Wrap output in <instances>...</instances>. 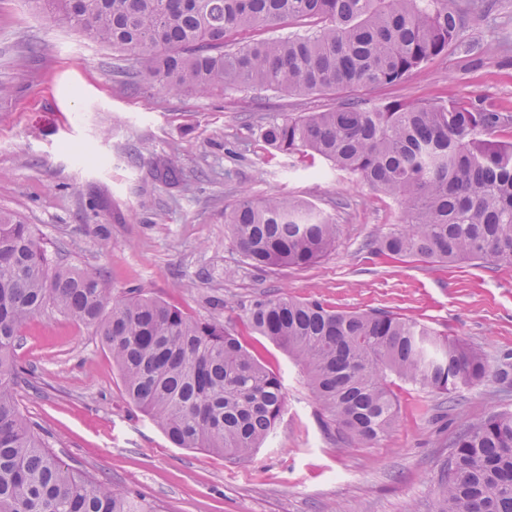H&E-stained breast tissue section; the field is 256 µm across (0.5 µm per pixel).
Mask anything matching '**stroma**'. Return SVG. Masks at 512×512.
Here are the masks:
<instances>
[{
    "mask_svg": "<svg viewBox=\"0 0 512 512\" xmlns=\"http://www.w3.org/2000/svg\"><path fill=\"white\" fill-rule=\"evenodd\" d=\"M0 85V210L33 224L49 253L104 270L114 296L137 288L229 326L286 392L272 436L247 461L174 447L127 399L101 337L47 309L22 329L16 355L33 376L17 399L63 463L160 512H431L450 439L512 391L491 377L440 399L392 378L395 428L358 445L325 428L301 368L250 331L245 310L285 294L389 311L495 360L512 352V266L377 255L372 241L400 226L397 202L322 158L272 149L263 129L350 101L457 93L500 113L499 136L512 140V0H484L447 54L400 83L305 96L170 95L35 0H0ZM170 156L181 180L167 186L152 172ZM245 195L312 204L338 224L335 248L304 268L255 269L224 224Z\"/></svg>",
    "mask_w": 512,
    "mask_h": 512,
    "instance_id": "stroma-1",
    "label": "stroma"
}]
</instances>
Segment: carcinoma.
<instances>
[{"label":"carcinoma","mask_w":512,"mask_h":512,"mask_svg":"<svg viewBox=\"0 0 512 512\" xmlns=\"http://www.w3.org/2000/svg\"><path fill=\"white\" fill-rule=\"evenodd\" d=\"M71 29L140 62L169 94L226 87L309 95L394 84L448 51L479 0H45ZM294 26L292 37L225 49L226 37ZM495 112L463 97L425 105L340 104L264 129L285 153L307 152L396 199L403 225L375 241L390 258L491 259L512 266V141L491 134ZM240 254L259 270L307 267L332 250L339 225L277 195L244 197L224 213ZM52 307L95 330L130 402L177 448L230 462L250 458L285 408L277 373L233 331L137 291L112 296L100 270L53 260L32 225L0 211V512H155L93 473L64 464L25 419L14 357L24 324ZM247 325L304 370L317 404L351 442L386 438L397 412L389 374L448 395L488 377L506 382L478 346L388 311L333 309L319 300L264 296ZM432 512H512V409L459 429Z\"/></svg>","instance_id":"carcinoma-1"}]
</instances>
